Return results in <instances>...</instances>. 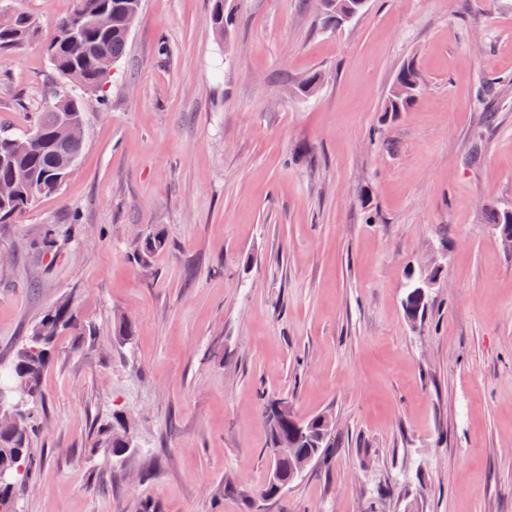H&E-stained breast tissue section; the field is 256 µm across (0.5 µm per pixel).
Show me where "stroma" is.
I'll return each mask as SVG.
<instances>
[{
	"label": "stroma",
	"instance_id": "obj_1",
	"mask_svg": "<svg viewBox=\"0 0 512 512\" xmlns=\"http://www.w3.org/2000/svg\"><path fill=\"white\" fill-rule=\"evenodd\" d=\"M16 5L41 20L0 53V127L23 132L72 0ZM224 10L221 41L212 0H142L69 179L0 224V367L60 298L95 327L57 341L15 512H512V247L495 227L512 0H368L332 30L317 0ZM410 62L419 101L385 111ZM155 228L165 247L135 260ZM411 270L437 274L413 321ZM264 392L334 423L333 454L271 500ZM116 415L119 458L99 442Z\"/></svg>",
	"mask_w": 512,
	"mask_h": 512
}]
</instances>
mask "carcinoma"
I'll use <instances>...</instances> for the list:
<instances>
[{"label": "carcinoma", "mask_w": 512, "mask_h": 512, "mask_svg": "<svg viewBox=\"0 0 512 512\" xmlns=\"http://www.w3.org/2000/svg\"><path fill=\"white\" fill-rule=\"evenodd\" d=\"M69 13L54 26V36L47 46L53 78L45 89L50 105L37 113L32 130L13 134L0 130V187H9L11 195L0 200V224H14L42 196L57 193L73 171L82 148V139L70 138L65 130L83 123L86 98L100 92L112 70V63L126 54L130 32L138 17L141 0H72ZM322 23L339 27L343 15L354 0H319ZM14 24L0 26V51H20L33 40L39 24L26 12L13 10ZM213 26L217 38L230 36L229 18L224 16V0H214ZM80 73V90L84 96L72 94L69 75ZM394 89L384 106L386 112H404L418 99L421 78L408 63L396 74ZM166 240L159 230H152L134 246V256L144 261L162 249ZM91 326L81 319L70 300L63 299L46 310L17 348L11 365L3 372L4 385L23 384L30 391L28 407L19 415L20 431L0 427V465L13 467L12 486L0 485V512H13L17 486L30 479L32 470L30 432L35 405L43 401L42 379L49 367L58 336L69 333L84 336ZM263 415L268 426L270 458L281 474H288V459L272 454V449L292 436L289 416L278 400L263 402ZM324 420L319 432L297 438L295 447L309 448L312 461L325 456L331 448V422L320 415L310 422ZM107 447L118 455L127 439L125 425L116 417L104 431Z\"/></svg>", "instance_id": "carcinoma-1"}]
</instances>
